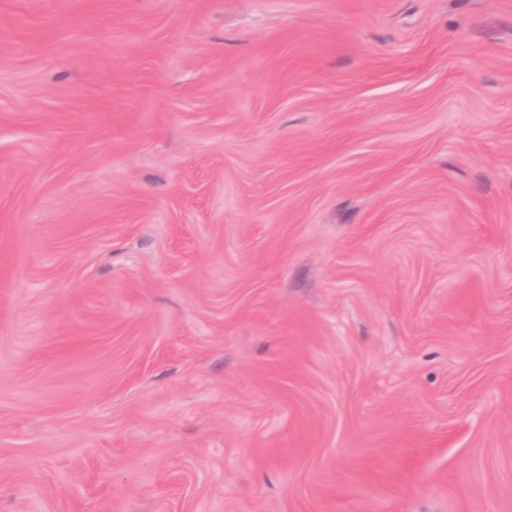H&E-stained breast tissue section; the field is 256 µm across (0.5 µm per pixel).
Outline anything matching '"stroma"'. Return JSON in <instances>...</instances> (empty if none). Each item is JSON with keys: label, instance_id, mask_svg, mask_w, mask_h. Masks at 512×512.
I'll use <instances>...</instances> for the list:
<instances>
[{"label": "stroma", "instance_id": "35a3bbf8", "mask_svg": "<svg viewBox=\"0 0 512 512\" xmlns=\"http://www.w3.org/2000/svg\"><path fill=\"white\" fill-rule=\"evenodd\" d=\"M0 512H512V0H0Z\"/></svg>", "mask_w": 512, "mask_h": 512}]
</instances>
